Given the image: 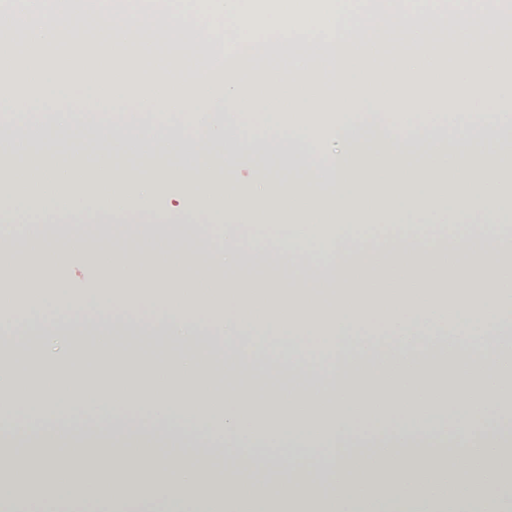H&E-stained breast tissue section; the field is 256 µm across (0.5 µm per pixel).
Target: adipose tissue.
Returning a JSON list of instances; mask_svg holds the SVG:
<instances>
[{
  "label": "adipose tissue",
  "instance_id": "ef3b65f1",
  "mask_svg": "<svg viewBox=\"0 0 512 512\" xmlns=\"http://www.w3.org/2000/svg\"><path fill=\"white\" fill-rule=\"evenodd\" d=\"M0 89V194L37 221L0 239V338L45 343L39 388L0 350V512L42 459L41 498L125 505L167 491L164 512H391L404 479L432 512L512 472V109L490 99L300 102L266 110L247 89ZM166 119L159 135L150 119ZM251 149L259 176L225 183ZM43 163L58 191L10 180ZM112 185L104 224H58ZM179 184L193 211L132 224ZM304 198L288 209L285 198ZM247 224L270 239L244 245ZM93 259L73 288L53 265ZM151 335L189 350L128 373L129 356L84 342ZM222 346L224 378L209 352ZM297 377L261 385L244 367ZM487 396L482 422L470 401ZM28 398L25 428L4 427ZM94 417L76 431L66 416ZM234 467L211 468L206 433Z\"/></svg>",
  "mask_w": 512,
  "mask_h": 512
}]
</instances>
